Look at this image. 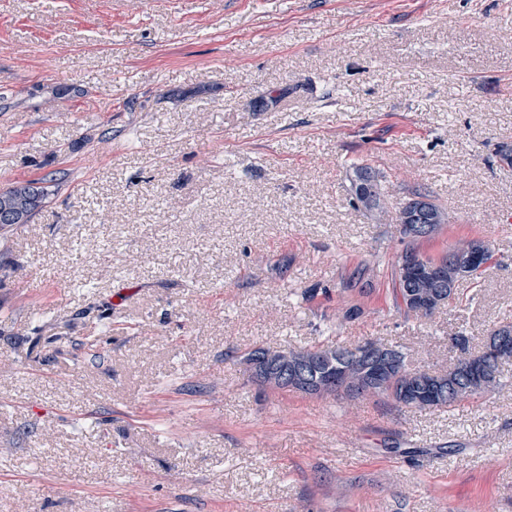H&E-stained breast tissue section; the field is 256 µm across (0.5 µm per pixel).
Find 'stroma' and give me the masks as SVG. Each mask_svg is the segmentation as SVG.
Returning a JSON list of instances; mask_svg holds the SVG:
<instances>
[{
    "mask_svg": "<svg viewBox=\"0 0 512 512\" xmlns=\"http://www.w3.org/2000/svg\"><path fill=\"white\" fill-rule=\"evenodd\" d=\"M503 143L512 0H0V188L49 190L0 230V512H512V364L419 411L241 360L370 339L440 370L512 322ZM416 191L451 217L421 251L495 250L428 319L392 301ZM384 182L383 176L370 167L354 165L350 175L353 204L373 213L376 218L383 219L388 213L386 204L390 196Z\"/></svg>",
    "mask_w": 512,
    "mask_h": 512,
    "instance_id": "35a3bbf8",
    "label": "stroma"
}]
</instances>
